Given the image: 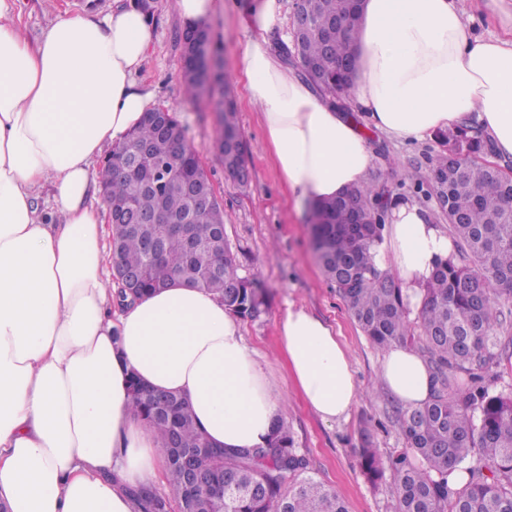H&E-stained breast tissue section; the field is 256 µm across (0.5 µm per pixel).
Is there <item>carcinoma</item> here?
Listing matches in <instances>:
<instances>
[{"mask_svg":"<svg viewBox=\"0 0 512 512\" xmlns=\"http://www.w3.org/2000/svg\"><path fill=\"white\" fill-rule=\"evenodd\" d=\"M303 9L309 24L300 30L295 21L293 30L300 38L296 56L304 77L322 93L348 96L356 68L353 33L359 6L353 0H305ZM206 90L219 97V156H224L225 140H234L240 148L237 167L248 168V145L235 107L224 101V77L210 84L200 77L184 80L189 97ZM156 112L158 120L142 121L112 148L101 182L115 207L130 204L145 215L179 217L192 206L184 184L208 176L175 113L160 107ZM437 139L458 153L451 161L439 156L430 171L448 175L433 182V188L437 195H448L451 251L423 288L415 318H410L396 276L375 264L373 250L382 241L384 225L352 223L348 200L341 196L313 204L309 224L325 277L368 340L381 349L420 344L433 378L427 402L398 409L401 451L383 459L371 434L362 436L358 453L366 475L375 482L384 470L392 473L397 512H512V392H492L482 374L499 362L497 330L512 321V186L486 174L491 146L479 127L469 123ZM352 192L382 205L372 184ZM200 220L195 251L172 237L158 259L142 243L152 226L113 225L120 268L139 273L141 296L188 276L193 285L224 301L233 315L258 318L266 307L263 285L239 276L229 242H224V275H209L217 263L212 229L224 223L221 205H213ZM139 387L132 378L134 410L153 428L164 455L172 452L174 434L185 448L208 443L181 397L162 406L152 396L137 394ZM214 451L213 477L237 484L227 492L224 512H347L344 500L310 475L309 462L294 448L283 417L264 448ZM166 481L164 491L152 485L137 489L143 512H169L174 503L188 509L183 474L172 459L167 460Z\"/></svg>","mask_w":512,"mask_h":512,"instance_id":"obj_1","label":"carcinoma"}]
</instances>
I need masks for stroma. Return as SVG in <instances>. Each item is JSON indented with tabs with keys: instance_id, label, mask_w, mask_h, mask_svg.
I'll use <instances>...</instances> for the list:
<instances>
[{
	"instance_id": "obj_1",
	"label": "stroma",
	"mask_w": 512,
	"mask_h": 512,
	"mask_svg": "<svg viewBox=\"0 0 512 512\" xmlns=\"http://www.w3.org/2000/svg\"><path fill=\"white\" fill-rule=\"evenodd\" d=\"M258 0H215L210 23L220 43V63L232 75L241 50L251 37L243 20L251 18ZM154 41L135 77L151 93L155 105L176 112L187 129V139L197 151L214 189L222 201L225 234L237 255L241 275L261 280L267 288V308L257 320H242L249 347L255 350L267 376L281 387L285 416L294 445L308 457L311 474L336 490L349 512H396V486L392 474L371 484L358 456L360 434L369 431L381 457L403 448L395 425L397 403L384 388L379 369L384 350L373 346L323 274L311 241L307 211L297 210L275 166L263 134L260 113L248 101L244 84L230 83L239 125L250 148V177L239 184L225 173L215 148L218 114L215 102L192 100L183 92L178 66L180 21L169 0H151ZM115 0H14L22 35L39 39L55 19L57 9L111 12ZM368 139L374 150L369 182L384 195L415 200L427 208L437 223L444 212L435 198L415 193L441 152L435 139L418 143L396 142L372 130ZM305 307L333 326L347 350L360 396L345 419L323 422L300 397L279 348L278 327L289 305Z\"/></svg>"
}]
</instances>
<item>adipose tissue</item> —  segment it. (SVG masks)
<instances>
[{
    "instance_id": "1",
    "label": "adipose tissue",
    "mask_w": 512,
    "mask_h": 512,
    "mask_svg": "<svg viewBox=\"0 0 512 512\" xmlns=\"http://www.w3.org/2000/svg\"><path fill=\"white\" fill-rule=\"evenodd\" d=\"M498 35L473 36L460 0H361L354 89L345 108L284 65V0H260L237 77L258 106L292 201L367 184L370 126L420 142L474 120L492 160H512V0H472ZM0 0V504L7 512H139L131 488L157 485L165 456L131 406L130 378L189 403L214 444L258 448L283 411L239 322L180 282L112 308L108 230L92 168L123 143L150 95L137 86L153 43L150 6L57 15L36 44ZM448 238L418 203L392 199L375 250L411 312ZM280 344L306 405L344 418L359 389L334 329L289 307ZM404 406L432 394L425 363L394 345L379 371Z\"/></svg>"
}]
</instances>
